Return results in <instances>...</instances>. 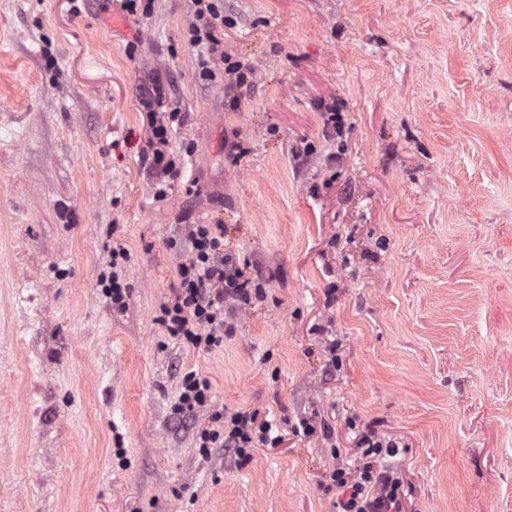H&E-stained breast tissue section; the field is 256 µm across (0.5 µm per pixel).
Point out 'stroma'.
Returning a JSON list of instances; mask_svg holds the SVG:
<instances>
[{
  "mask_svg": "<svg viewBox=\"0 0 512 512\" xmlns=\"http://www.w3.org/2000/svg\"><path fill=\"white\" fill-rule=\"evenodd\" d=\"M112 3L0 0V512H333L368 428L405 512H512V0H223L239 84L200 79L191 0ZM203 222L264 288L212 350L158 320ZM221 408L284 442L201 455ZM162 93L157 91L153 97L147 98L143 105L147 110L146 115L148 119V125L150 129L149 142L151 144L152 151V167L160 169V178L157 180V197H167V189L171 190L172 183L178 176L175 162L169 158V155L165 153L163 147L169 144L172 135V124L177 121L179 122L177 112H169L167 119L165 117H157V112L154 111L155 105H160ZM128 260L127 252L122 248L112 250V272L109 276L100 274L98 285L103 295L110 300L112 307L118 310L124 309L129 297V285L119 276L117 268H121ZM115 269V270H114ZM211 403V386L207 379L195 372L186 373L181 382V391L173 406L177 417L188 418Z\"/></svg>",
  "mask_w": 512,
  "mask_h": 512,
  "instance_id": "obj_1",
  "label": "stroma"
}]
</instances>
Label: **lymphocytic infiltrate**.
I'll return each mask as SVG.
<instances>
[{
    "label": "lymphocytic infiltrate",
    "instance_id": "lymphocytic-infiltrate-1",
    "mask_svg": "<svg viewBox=\"0 0 512 512\" xmlns=\"http://www.w3.org/2000/svg\"><path fill=\"white\" fill-rule=\"evenodd\" d=\"M194 20L188 29L191 45L214 51L218 29L229 20L222 0H193ZM160 96L144 102L150 129L154 168L159 169L158 197H166L178 176L176 165L165 152L177 113L157 116L154 107ZM189 249L187 261L179 264L177 283L160 306L159 321L168 335L193 347L211 350L223 346L233 327L224 319V306L230 302L250 303L262 295V286H251L250 279L224 249V227L220 224H194L183 241ZM282 440L269 421L259 420L249 411H214L211 424L197 429L196 445L200 453L213 448H229L241 460H248L256 447L273 448ZM399 453L396 442L374 430L363 432L353 463L333 468L327 490L336 494L335 512H404L403 485L390 460Z\"/></svg>",
    "mask_w": 512,
    "mask_h": 512
}]
</instances>
